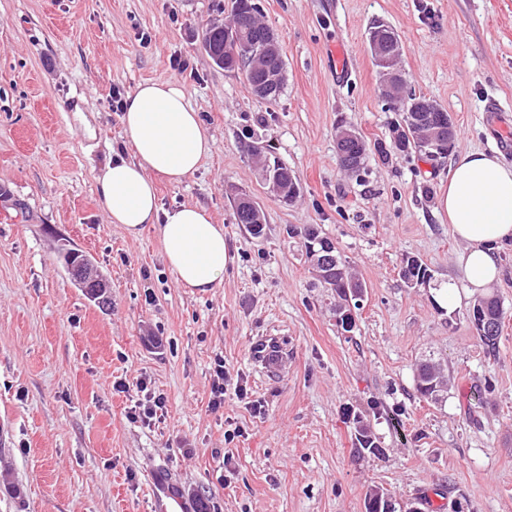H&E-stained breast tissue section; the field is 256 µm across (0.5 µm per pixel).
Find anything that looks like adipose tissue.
<instances>
[{
    "instance_id": "ef3b65f1",
    "label": "adipose tissue",
    "mask_w": 512,
    "mask_h": 512,
    "mask_svg": "<svg viewBox=\"0 0 512 512\" xmlns=\"http://www.w3.org/2000/svg\"><path fill=\"white\" fill-rule=\"evenodd\" d=\"M120 120L134 157L115 154L97 175L99 209L129 237L155 228L180 287L206 294L222 286L230 261L223 225L201 206L162 208L155 186L159 177L181 183L210 155L213 138L199 113L178 82H145L127 95ZM439 208L465 246L461 277L444 285L441 301L452 306L462 292L490 293L500 279V250L512 242V164L465 152L448 174Z\"/></svg>"
}]
</instances>
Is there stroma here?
<instances>
[{
	"mask_svg": "<svg viewBox=\"0 0 512 512\" xmlns=\"http://www.w3.org/2000/svg\"><path fill=\"white\" fill-rule=\"evenodd\" d=\"M257 2L287 67L272 104L203 51L218 0H0V512H149L150 463L208 512H364L374 487L422 512H512V244L493 290L507 312L497 355L469 321L472 298L436 299L464 251L438 207L453 160L481 149L512 163V0ZM378 20L398 34L415 92L451 115L448 157H379L399 115L377 91L366 35ZM339 39L345 78L328 54ZM174 78L214 147L181 183L159 181L160 204L205 207L232 256L202 295L176 284L154 230L131 239L97 205L114 150L133 156L113 89ZM343 123L371 147L357 177L337 159ZM255 136L296 174L295 203L269 196ZM240 190L264 212L262 235L235 221ZM309 224L366 286L351 332L312 271ZM67 244L94 258L110 308L72 284ZM408 255L427 284L401 279ZM263 343L282 371L266 372ZM432 353L450 379L439 404L415 391ZM218 356L261 411L231 390L212 408ZM139 379L167 399L152 426L128 416ZM363 426L379 453L360 447Z\"/></svg>",
	"mask_w": 512,
	"mask_h": 512,
	"instance_id": "stroma-1",
	"label": "stroma"
}]
</instances>
